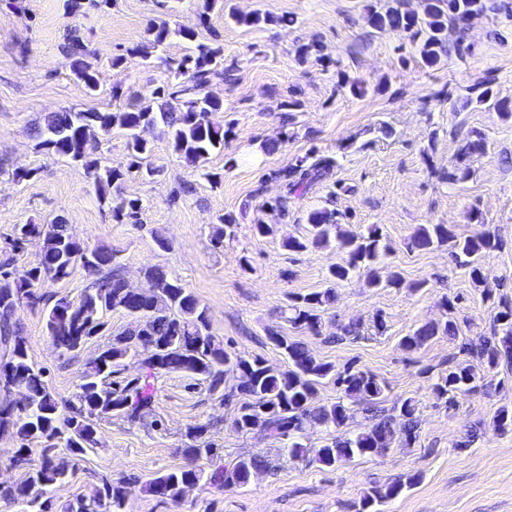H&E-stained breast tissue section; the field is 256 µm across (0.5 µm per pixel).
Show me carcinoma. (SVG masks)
I'll use <instances>...</instances> for the list:
<instances>
[{
	"label": "carcinoma",
	"mask_w": 512,
	"mask_h": 512,
	"mask_svg": "<svg viewBox=\"0 0 512 512\" xmlns=\"http://www.w3.org/2000/svg\"><path fill=\"white\" fill-rule=\"evenodd\" d=\"M106 4L108 0H65V8L71 13L98 10ZM488 11L512 14V0H425L420 14L408 9L406 0H391L381 10L368 5L367 19L378 31L408 34L422 61L435 67L452 49L470 50L471 45L466 43L469 21ZM229 17L250 27L293 23L289 18L273 17L260 10L248 14L231 11ZM450 29L457 33L452 44L448 43ZM173 35L189 41L195 37L193 32L173 28L165 20L155 22L147 29L146 43L127 50L125 55L113 56L111 65L120 68L126 55H139L150 64L159 61L184 77V81H168L156 87L147 103L135 105L126 112H54L44 117V125L34 128L38 147L85 166L103 200L112 193L121 194L126 176L155 174V169L147 164L152 144L140 137V129L145 125L156 126L170 136L174 151L192 165L224 147L227 132L210 121V115L223 108V101L210 93V87L217 81H232L233 67L224 65V47L199 43L193 54L177 61L153 56L152 50L164 45ZM297 54L302 61L313 56L317 62L336 67L351 93L366 92L365 82L341 70L340 61L323 54L321 45H302ZM64 55L71 75L88 94H96L100 89L98 73L86 60V49L79 36L68 38ZM470 94V100L494 108L504 118H512V102L496 98L491 81L473 85ZM299 106L293 99L280 103L285 115L279 138L264 141L263 151L288 142V113ZM115 129L126 136L128 162L103 169L92 152L98 137ZM486 147V139L478 132L465 138L458 149L457 167L448 172L446 179L450 182L468 179L470 159ZM336 166L334 156L315 148L294 156L286 167L271 175L285 190L270 203L271 208L282 214L287 212L288 200L300 198L313 186L328 180ZM140 210L137 199H123L113 208L116 216L134 222ZM308 224L307 237L285 239L288 250L301 252L310 247L334 245L343 254L340 262L328 268L330 287L295 296L284 311L285 321L291 328L318 335L322 332L323 313L336 301V289L332 285L347 281L360 271L366 272L371 288L396 285L400 276L391 272L382 277L377 271L381 257L389 251L379 225L370 224L356 234L346 233L340 229L335 212L326 209L311 211ZM28 237L43 238V247L33 263L18 270L12 266L11 258L0 259V336L13 338L7 355L0 359V384L26 394L25 405L18 409L10 400H0V432H7L20 442L19 447L12 449L9 461L26 470L23 483L0 484V501L53 512L54 504L46 494L69 475L68 462L57 459V445H64L68 456L75 461L98 444L100 421L145 423L156 413V381L168 373H181L206 384L209 393L217 396L230 411L231 425L236 432L259 431L283 441L289 454L306 458L321 468H332L356 457L381 456L394 444L409 445L416 438L414 400L405 399L390 411L381 407L386 386L371 372L352 365L338 371L332 363L316 358L302 344L274 327L267 328V338L285 355L288 367H272L259 357L246 358L227 350L224 342L212 335L207 307L180 278L164 269L146 268L144 277L155 285L156 291L136 297L126 288L115 255L102 249L83 248L63 220L57 219L46 226L24 224L12 243L16 246ZM442 245L448 246L456 264L468 271L481 296L488 300L497 298L491 313V335L464 344L461 352L466 358L448 362V369L434 385L437 399L451 407L458 397L473 395L483 388L487 377L501 364L512 362V298L490 287L483 273L485 260L502 246L498 235L488 231L477 237L462 238L451 224H427L420 226L407 242L411 251ZM78 261L91 276L79 302L73 303L65 297L52 302L35 290V284L45 276L67 277ZM21 306L45 310L47 335L68 354L80 351L87 341L106 331L104 314L107 312L120 311L136 319L138 329L115 334L112 343L86 363L75 400L63 412L43 371L30 360L21 327L15 319ZM443 308V316L423 322L402 337L401 346L414 351L437 336H456L459 322L454 316L453 301L445 300ZM475 360L480 366L473 364ZM132 362L138 364V372L116 379ZM330 381L343 396L331 404H317L318 386ZM492 424L498 430L512 429V406L499 407ZM314 425L334 428L352 425L354 429L310 450L303 444V438ZM205 431L203 425L188 427V443L183 452L191 464L156 474L142 490L172 500L180 489L196 486L204 479L219 489L244 488L257 472L268 469L264 457L247 454L205 475L204 468L196 461L216 455V449L204 439ZM34 439L46 442L37 458L32 457L33 449L28 447V442ZM419 481V475L407 474L391 483L372 486L363 493L356 512H382L381 506ZM128 494L126 483L114 485L105 481L75 502L61 506L59 512H125Z\"/></svg>",
	"instance_id": "1"
}]
</instances>
